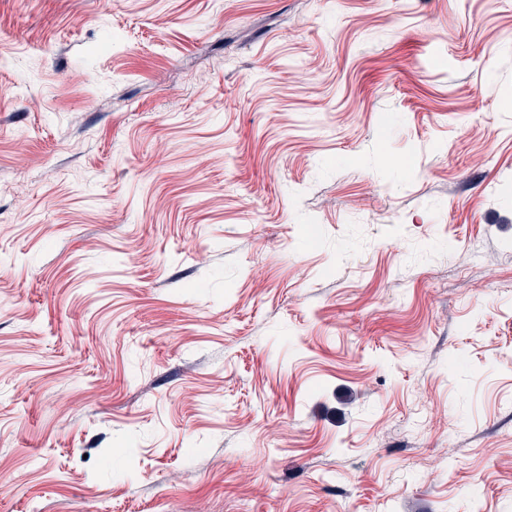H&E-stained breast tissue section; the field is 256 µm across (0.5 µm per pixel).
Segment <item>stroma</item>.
I'll return each instance as SVG.
<instances>
[{
  "instance_id": "35a3bbf8",
  "label": "stroma",
  "mask_w": 512,
  "mask_h": 512,
  "mask_svg": "<svg viewBox=\"0 0 512 512\" xmlns=\"http://www.w3.org/2000/svg\"><path fill=\"white\" fill-rule=\"evenodd\" d=\"M0 47V512H512V0Z\"/></svg>"
}]
</instances>
